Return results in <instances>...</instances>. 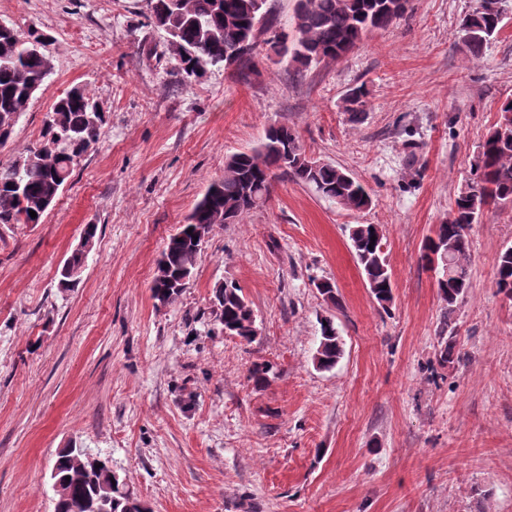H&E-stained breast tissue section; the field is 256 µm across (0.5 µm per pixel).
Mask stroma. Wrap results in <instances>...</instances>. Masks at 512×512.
<instances>
[{
	"mask_svg": "<svg viewBox=\"0 0 512 512\" xmlns=\"http://www.w3.org/2000/svg\"><path fill=\"white\" fill-rule=\"evenodd\" d=\"M475 5L412 0L365 45L301 73L263 44L243 79L181 74L147 0H0V23L47 35L53 66L0 162L36 144L72 87L106 116L41 223L0 227V512H53L66 446L109 459L148 512H512V297L495 283L512 202L468 230L470 285L451 326L423 259L512 99V0L476 56L460 41ZM360 85L354 121L344 98ZM279 124L363 184L371 207L275 178L240 223L212 226L182 294L156 305L169 238L226 158ZM87 224L98 230L79 282L59 288ZM356 224L381 230L389 303L356 262ZM231 282L254 312L249 342L215 326L213 290ZM326 317L343 354L322 370ZM256 363L272 366L262 388Z\"/></svg>",
	"mask_w": 512,
	"mask_h": 512,
	"instance_id": "obj_1",
	"label": "stroma"
}]
</instances>
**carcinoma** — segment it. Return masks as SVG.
I'll return each mask as SVG.
<instances>
[{
    "label": "carcinoma",
    "instance_id": "cac0c4a2",
    "mask_svg": "<svg viewBox=\"0 0 512 512\" xmlns=\"http://www.w3.org/2000/svg\"><path fill=\"white\" fill-rule=\"evenodd\" d=\"M410 0H296L293 33H276L266 40L280 58L307 69L324 60H337L358 48L373 33L385 30L408 11ZM150 18L165 31L178 70L188 77L204 74L214 66L236 64L239 77L253 67L261 35L272 30L274 18L267 0H148ZM502 22L498 0H478L464 18L463 31L470 35L467 51L479 54L499 32ZM46 38L37 30L9 26L0 31V116L19 117L48 76L42 55ZM364 86L350 90L345 111L358 119L366 107ZM499 118L484 137L472 178L455 199L448 222L435 227L424 246L427 264L444 266L442 259L452 246L464 255L451 274L438 279L447 304L443 323L450 326L458 298L469 286V241L466 230L484 206L512 202V100L498 108ZM105 124L93 95L75 86L59 98L46 114L36 146L9 164H0V225L37 224L53 206L72 171L98 143ZM282 175L304 183L321 197L350 209L372 203L364 187L342 169L307 157L296 132L280 125L267 130L260 146L229 156L224 177L214 182L196 205L191 220L168 241L158 262L152 298L173 303L190 279L200 254L195 236L208 232L216 217L227 215L234 224L270 195L273 179ZM35 211L37 217L30 216ZM97 225L87 224L83 243L60 270L59 284L71 288L78 282L83 258L93 248ZM355 258L371 293L379 303L392 298L391 275L382 238L374 224L350 229ZM497 287L512 293V247L504 249L496 264ZM220 306L217 320L224 331L250 341L255 337V318L242 289L234 284L214 290ZM315 361L322 369L336 365L342 353L334 322L324 319ZM102 466L88 464L82 448H64L53 468L59 486L54 512H146L112 471L109 460Z\"/></svg>",
    "mask_w": 512,
    "mask_h": 512
}]
</instances>
